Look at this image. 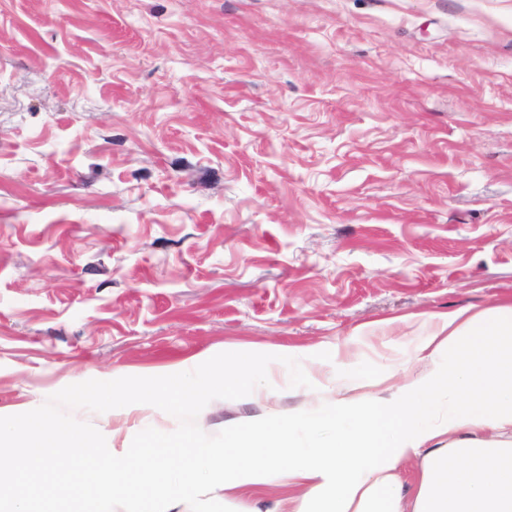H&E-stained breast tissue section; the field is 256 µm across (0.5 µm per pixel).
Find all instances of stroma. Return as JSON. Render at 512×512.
<instances>
[{
  "instance_id": "obj_1",
  "label": "stroma",
  "mask_w": 512,
  "mask_h": 512,
  "mask_svg": "<svg viewBox=\"0 0 512 512\" xmlns=\"http://www.w3.org/2000/svg\"><path fill=\"white\" fill-rule=\"evenodd\" d=\"M512 302V0H0V416L294 346L372 391ZM268 383L213 435L304 411ZM115 445L177 420L76 409ZM300 487L172 512H293Z\"/></svg>"
}]
</instances>
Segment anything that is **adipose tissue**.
<instances>
[{"mask_svg": "<svg viewBox=\"0 0 512 512\" xmlns=\"http://www.w3.org/2000/svg\"><path fill=\"white\" fill-rule=\"evenodd\" d=\"M419 354L420 372L384 374L388 395L353 397L340 384L334 401L301 415L312 430L336 431L332 445L316 452L281 442L286 422L242 423L220 447L145 438L133 453L114 447L107 431L76 435L31 416L10 436L25 448L21 471L40 481L0 477V502L9 512H57V503L79 501L112 512L119 489L138 499L139 512H169L203 481L227 491L264 485L284 457L289 482L304 488L295 512H512V303L449 313ZM159 445L182 465L167 466ZM416 458V494L407 504L396 472ZM62 459L65 478L56 468Z\"/></svg>", "mask_w": 512, "mask_h": 512, "instance_id": "ef3b65f1", "label": "adipose tissue"}]
</instances>
